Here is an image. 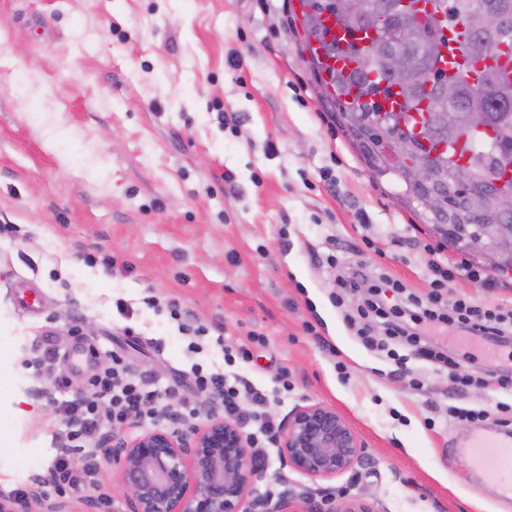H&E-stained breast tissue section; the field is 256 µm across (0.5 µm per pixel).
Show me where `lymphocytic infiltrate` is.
Listing matches in <instances>:
<instances>
[{"label":"lymphocytic infiltrate","mask_w":512,"mask_h":512,"mask_svg":"<svg viewBox=\"0 0 512 512\" xmlns=\"http://www.w3.org/2000/svg\"><path fill=\"white\" fill-rule=\"evenodd\" d=\"M399 282L387 278L373 285L370 298L357 308L359 317L383 319L391 337H401L415 348L419 356L441 360L432 349L429 334L453 325L461 331L463 343L487 355L500 350L512 339V306L480 309L458 300L445 305L439 295H431L427 306L419 312L406 314L400 304L390 302V295L400 293ZM91 397L83 401H67L66 437L75 444L101 429H116L133 422H156L175 417L172 396L159 389L147 377L124 365L120 356H113L112 365L91 377ZM195 385L212 396L224 415L235 420L252 443H273L275 428L265 407L268 394L247 384L239 375L196 369Z\"/></svg>","instance_id":"1"}]
</instances>
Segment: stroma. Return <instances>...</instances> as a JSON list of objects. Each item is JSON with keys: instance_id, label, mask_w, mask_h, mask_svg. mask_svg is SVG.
Instances as JSON below:
<instances>
[{"instance_id": "stroma-1", "label": "stroma", "mask_w": 512, "mask_h": 512, "mask_svg": "<svg viewBox=\"0 0 512 512\" xmlns=\"http://www.w3.org/2000/svg\"><path fill=\"white\" fill-rule=\"evenodd\" d=\"M300 20L299 0H0V224L18 227L0 235V492L51 474L75 512L126 508L98 437L61 448L59 410L30 395L46 348L69 381L61 399L86 395L117 351L199 407L202 423L210 405L192 366L223 369L225 348L248 344L255 387L288 371V393L267 407L274 422L324 404L372 460L324 484L272 448L258 493L349 485L382 512H512L458 452L506 415L456 328L431 342L471 376L465 388L406 344L394 345L402 366L369 350L344 320L359 292L330 298L359 267L427 302L436 261L455 270L445 300L491 307L512 303V275L449 245L401 179L365 162L320 98ZM22 286L41 293L38 309L18 304ZM150 293L207 327L200 352L143 304ZM89 346L96 359L72 368L69 353ZM453 406L487 415L460 421ZM59 458L67 471H55Z\"/></svg>"}]
</instances>
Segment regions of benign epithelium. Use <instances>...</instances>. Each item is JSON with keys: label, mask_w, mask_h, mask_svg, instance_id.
Here are the masks:
<instances>
[{"label": "benign epithelium", "mask_w": 512, "mask_h": 512, "mask_svg": "<svg viewBox=\"0 0 512 512\" xmlns=\"http://www.w3.org/2000/svg\"><path fill=\"white\" fill-rule=\"evenodd\" d=\"M390 9L398 16H385L372 0H336L334 9L319 15L323 27L335 24L336 12L361 19L356 35L374 48L394 82L389 98L376 97L380 115L370 124L378 166L401 174L406 193L432 215L447 208V198H461L466 191L497 204L504 196L499 191L503 182L495 180L487 190L464 173L448 181L446 196L413 194L436 172L422 162L406 159L405 138L385 118L393 101H404L413 86L407 79L412 71L410 60L389 48L387 36L400 44L431 36V46L439 54L429 60V66L443 72L448 66L446 45L451 32L440 0H400ZM477 13L480 30L490 32L499 27V14L481 0ZM473 36L472 28L459 31L453 42L455 68L464 76L466 46ZM436 111L438 124L452 135L484 126L481 112H445L440 105ZM448 237L455 240L454 246L473 252L491 269L512 272V224L506 220L450 224ZM276 447L289 469L314 479L330 480L365 463V444L346 417L318 403L298 405L288 413L277 430ZM98 452L118 467L119 484L112 488V496L125 502L127 512H378L362 495L346 492L331 496L288 489L277 495H254L256 486L266 478V469L249 451V442L238 425L224 417H211L185 431L157 428L134 436L117 433L100 445ZM48 481L43 474L30 477L24 512H73L69 502L51 500L43 493Z\"/></svg>", "instance_id": "1"}]
</instances>
